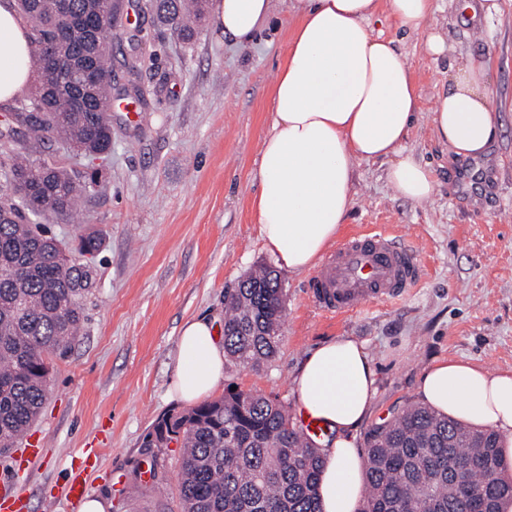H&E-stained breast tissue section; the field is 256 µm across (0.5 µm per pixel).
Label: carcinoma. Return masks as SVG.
<instances>
[{"label": "carcinoma", "instance_id": "1", "mask_svg": "<svg viewBox=\"0 0 512 512\" xmlns=\"http://www.w3.org/2000/svg\"><path fill=\"white\" fill-rule=\"evenodd\" d=\"M90 7L97 24L85 32L58 11L56 0H17L31 22L35 91L17 101L3 130L24 150L4 148L0 162V456L15 448L41 412L51 389V357L62 356L83 317L80 299L89 267L62 252L37 220L68 217L86 185L66 170L30 161L29 150L51 135L76 156L112 147L105 112H76L70 96L45 91L69 72L48 74L40 61L73 51L99 65L100 100L112 97V42L118 0H72ZM157 17L190 39L198 5L160 0ZM284 288L271 266L245 277L224 296L225 367L272 362L282 340ZM147 448L181 443L182 512H321L318 493L326 454L297 428L288 407L249 391H227L161 418ZM363 512H499L512 499L509 464L498 435L470 427L423 403L407 406L366 438ZM470 463L458 490L448 462Z\"/></svg>", "mask_w": 512, "mask_h": 512}]
</instances>
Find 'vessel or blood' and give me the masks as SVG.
<instances>
[{
  "mask_svg": "<svg viewBox=\"0 0 512 512\" xmlns=\"http://www.w3.org/2000/svg\"><path fill=\"white\" fill-rule=\"evenodd\" d=\"M413 250L402 247L387 229L373 228L350 235L337 245L312 278L311 294L325 311L347 316L374 304H393L405 298L422 278ZM98 462L94 449L85 448L71 460L69 501L82 500L88 486L85 472Z\"/></svg>",
  "mask_w": 512,
  "mask_h": 512,
  "instance_id": "obj_1",
  "label": "vessel or blood"
}]
</instances>
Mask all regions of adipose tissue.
<instances>
[{"mask_svg":"<svg viewBox=\"0 0 512 512\" xmlns=\"http://www.w3.org/2000/svg\"><path fill=\"white\" fill-rule=\"evenodd\" d=\"M385 5L398 26L415 31L434 0H287L297 20L272 93V120L259 151L254 212L261 237L283 267L312 270L332 245L353 203V174L363 161L387 162L395 192L430 200L439 183L405 149L420 111L412 70L391 40L369 22ZM272 0H213L218 32L251 44L267 25ZM30 31L15 0H0V108L32 81ZM488 65L458 64L431 114L437 141L458 159L486 155L496 130ZM226 372L224 345L212 320L186 322L178 339L171 392L188 405L208 397ZM377 393L365 346L337 338L313 349L293 378L297 412L336 431L320 483L323 512H362L366 460L350 436ZM418 396L441 413L498 433L512 462V373L444 360L423 375Z\"/></svg>","mask_w":512,"mask_h":512,"instance_id":"obj_1","label":"adipose tissue"}]
</instances>
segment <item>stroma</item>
I'll list each match as a JSON object with an SVG mask.
<instances>
[{
    "mask_svg": "<svg viewBox=\"0 0 512 512\" xmlns=\"http://www.w3.org/2000/svg\"><path fill=\"white\" fill-rule=\"evenodd\" d=\"M461 0H435L425 27L402 30L385 8L373 34L394 40L412 67L420 112L406 139L408 153L439 181L423 203L397 196L387 166L361 162L354 202L339 235L387 226L404 237L426 269L403 300L347 317L322 311L310 297L311 275L281 269L283 339L259 369L232 366L222 397L234 387L292 404V378L318 345L351 337L362 342L378 372V392L356 433L368 431L416 402L423 373L453 358L512 372V0L493 12L461 11ZM295 26L285 0L252 46L224 40L205 15L191 41L153 14L130 10L119 41L137 34V80L146 89L139 119L113 106L112 151L89 161L48 138L31 158L61 166L87 186L77 213L47 217L50 236L77 248L82 235L101 242L90 259L93 287L82 299L84 320L64 356L53 358L51 393L31 430L42 450L25 468L0 457V482L27 500V512H78L64 494L70 461L80 449L100 452L85 480L108 500V512H182L181 450L151 453L144 438L182 403L169 391L182 325L223 320L224 294L260 265H275L255 222L259 150L271 116L272 87ZM445 43L426 52L429 32ZM490 60L487 84L497 133L484 160V186H466V161L455 160L433 135L430 114L448 86L451 67ZM158 461V480H143Z\"/></svg>",
    "mask_w": 512,
    "mask_h": 512,
    "instance_id": "stroma-1",
    "label": "stroma"
}]
</instances>
